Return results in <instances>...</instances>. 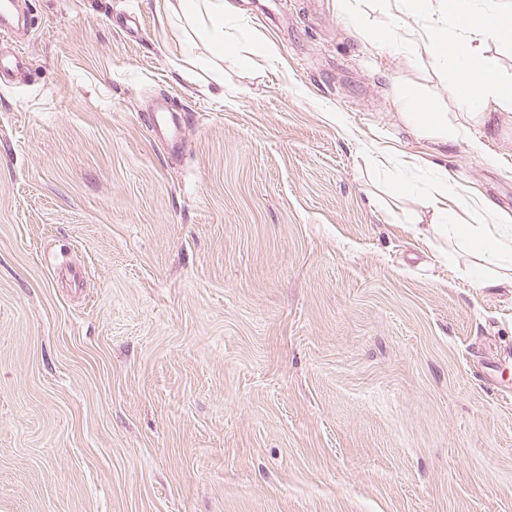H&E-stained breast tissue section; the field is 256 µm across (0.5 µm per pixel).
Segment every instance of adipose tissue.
Listing matches in <instances>:
<instances>
[{
	"label": "adipose tissue",
	"instance_id": "adipose-tissue-1",
	"mask_svg": "<svg viewBox=\"0 0 512 512\" xmlns=\"http://www.w3.org/2000/svg\"><path fill=\"white\" fill-rule=\"evenodd\" d=\"M170 11L195 21L215 55H230L239 64H251L268 56L270 48L247 47L226 38L224 27L233 12L225 0H173ZM428 26L427 50L439 67L456 78L455 98L465 117L492 122L496 111L512 107V79L502 72L497 57L486 46L495 41L512 42V0H491L481 9L479 0H442ZM400 116L416 132L445 144L469 136L466 125H452L444 112H431L417 91L402 88L396 100ZM422 201L430 214L420 225L421 235L449 234L477 252L472 270L476 282L491 272L512 270V215L502 214L481 198L466 194L459 179L446 167L433 168ZM466 211L471 223H460L458 211Z\"/></svg>",
	"mask_w": 512,
	"mask_h": 512
}]
</instances>
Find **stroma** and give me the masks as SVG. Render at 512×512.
<instances>
[{"label":"stroma","mask_w":512,"mask_h":512,"mask_svg":"<svg viewBox=\"0 0 512 512\" xmlns=\"http://www.w3.org/2000/svg\"><path fill=\"white\" fill-rule=\"evenodd\" d=\"M351 2L233 0L274 49L245 68L160 0H14L0 512H512V286L366 159L447 165L512 214V112L412 131L399 90L455 125V79L420 27L358 31L395 0ZM407 12L404 13L406 19L402 17H397L391 24L392 28H379L376 30H366L363 33L368 36L373 42L379 45H392V43L397 39L398 33L400 29L404 26L409 25L407 18L410 17V14L414 13L412 9H406ZM410 13V14H409ZM399 116L416 132L439 143L457 141L470 134L465 124L448 125V115L444 112H429L413 87L401 89L396 100ZM152 112L154 113L150 115V121L156 135L169 143H172L174 140L177 141L175 135H171L169 130L171 126L177 127L178 122L174 113L169 112L163 106Z\"/></svg>","instance_id":"1"}]
</instances>
